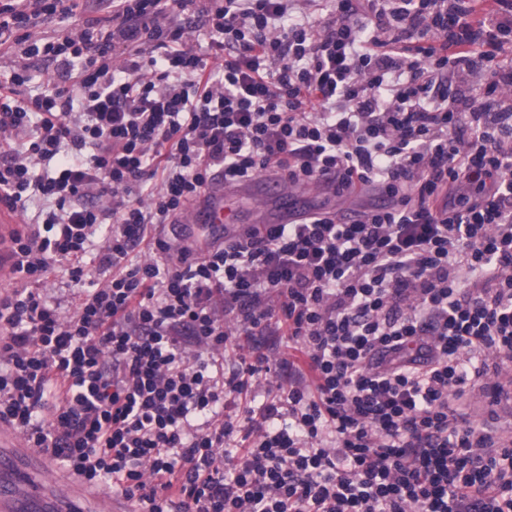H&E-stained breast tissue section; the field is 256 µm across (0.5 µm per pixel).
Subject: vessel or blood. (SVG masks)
Instances as JSON below:
<instances>
[{"label":"vessel or blood","mask_w":512,"mask_h":512,"mask_svg":"<svg viewBox=\"0 0 512 512\" xmlns=\"http://www.w3.org/2000/svg\"><path fill=\"white\" fill-rule=\"evenodd\" d=\"M272 187L268 178L258 176L227 188L213 183L189 208L187 224L204 226L207 244H219L238 235L243 223L240 211L227 205L228 193L242 196L261 195ZM302 203L294 198L282 201L269 216L272 224H289L299 219ZM14 228L10 214L0 213V281L10 277L5 246ZM52 470L34 451L20 447L13 434L0 425V512H71V505L82 498V491L72 485L53 489Z\"/></svg>","instance_id":"1"}]
</instances>
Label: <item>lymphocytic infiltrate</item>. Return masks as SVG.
I'll list each match as a JSON object with an SVG mask.
<instances>
[{
	"label": "lymphocytic infiltrate",
	"mask_w": 512,
	"mask_h": 512,
	"mask_svg": "<svg viewBox=\"0 0 512 512\" xmlns=\"http://www.w3.org/2000/svg\"><path fill=\"white\" fill-rule=\"evenodd\" d=\"M79 2L0 0V424L146 512H512V440L463 409L512 399V0H95L37 34ZM263 174L383 200L185 243ZM58 264L102 281L63 306ZM82 7H80L76 14L69 19H62L57 17L52 22H48L43 24L38 31L43 32L46 36H53L55 34L61 33L67 27H70L74 24H82L84 21L99 17L100 13L96 11V4L93 2H81ZM272 187L265 176H258L248 182L235 186H224V180L213 183L204 193L198 196L189 208L187 225L193 228L203 225L207 231V239L201 246H209L224 242L239 234L243 224L241 212L227 206V194L231 190L242 196L261 195ZM0 282L10 278L9 262L6 260L5 246L14 228L13 217L7 212L0 213Z\"/></svg>",
	"instance_id": "f902f5d3"
}]
</instances>
